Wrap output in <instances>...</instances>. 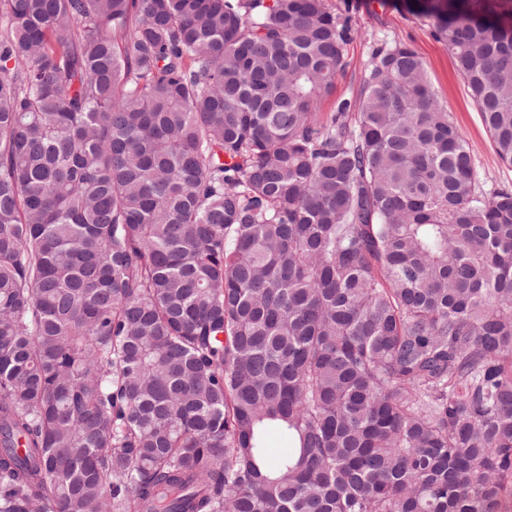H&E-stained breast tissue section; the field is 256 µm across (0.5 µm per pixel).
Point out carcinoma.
I'll return each mask as SVG.
<instances>
[{"label":"carcinoma","instance_id":"carcinoma-1","mask_svg":"<svg viewBox=\"0 0 512 512\" xmlns=\"http://www.w3.org/2000/svg\"><path fill=\"white\" fill-rule=\"evenodd\" d=\"M511 1L417 3L510 164ZM350 39L0 0V512H501L512 189L406 45L320 118Z\"/></svg>","mask_w":512,"mask_h":512}]
</instances>
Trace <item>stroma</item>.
<instances>
[{
	"mask_svg": "<svg viewBox=\"0 0 512 512\" xmlns=\"http://www.w3.org/2000/svg\"><path fill=\"white\" fill-rule=\"evenodd\" d=\"M325 6L348 21L353 38L345 47L334 91L319 108L321 115L334 111L340 100L356 97L377 47L408 45L423 60L433 92L471 148L479 188L488 193L512 189V166L499 159L447 45L411 0H325Z\"/></svg>",
	"mask_w": 512,
	"mask_h": 512,
	"instance_id": "35a3bbf8",
	"label": "stroma"
}]
</instances>
